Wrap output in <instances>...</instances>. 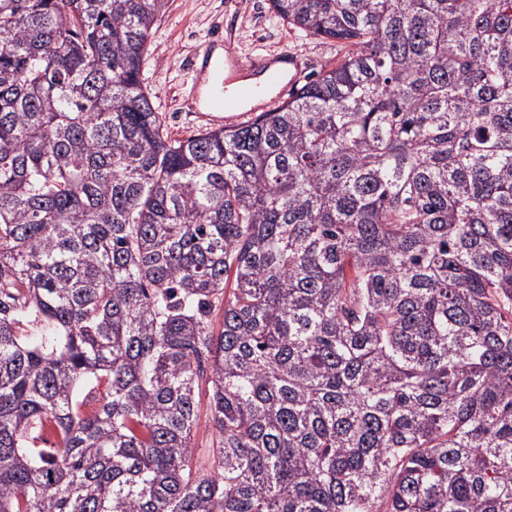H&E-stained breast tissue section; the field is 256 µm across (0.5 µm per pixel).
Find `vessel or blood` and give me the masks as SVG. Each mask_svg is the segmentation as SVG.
<instances>
[{
  "label": "vessel or blood",
  "mask_w": 512,
  "mask_h": 512,
  "mask_svg": "<svg viewBox=\"0 0 512 512\" xmlns=\"http://www.w3.org/2000/svg\"><path fill=\"white\" fill-rule=\"evenodd\" d=\"M197 56L202 61L200 71L206 74L207 84L205 89L190 90L185 107L197 115L221 113L230 122L237 120L242 103L267 90H275L276 101L286 100L298 86L303 71L300 59L285 52L243 63L229 41L218 46L207 43Z\"/></svg>",
  "instance_id": "1"
}]
</instances>
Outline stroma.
I'll return each instance as SVG.
<instances>
[{"instance_id": "1", "label": "stroma", "mask_w": 512, "mask_h": 512, "mask_svg": "<svg viewBox=\"0 0 512 512\" xmlns=\"http://www.w3.org/2000/svg\"><path fill=\"white\" fill-rule=\"evenodd\" d=\"M217 34L233 40L242 59L287 50L306 58L313 74L336 64L347 51L342 43L277 20L269 0H170L143 65V79L171 137L187 138L199 131L192 117L179 110L176 99L180 88L195 82L192 55Z\"/></svg>"}]
</instances>
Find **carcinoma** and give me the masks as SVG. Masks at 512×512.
I'll return each mask as SVG.
<instances>
[{
  "mask_svg": "<svg viewBox=\"0 0 512 512\" xmlns=\"http://www.w3.org/2000/svg\"><path fill=\"white\" fill-rule=\"evenodd\" d=\"M270 2L351 50L173 139L169 0H0V512H512V0Z\"/></svg>",
  "mask_w": 512,
  "mask_h": 512,
  "instance_id": "1",
  "label": "carcinoma"
}]
</instances>
